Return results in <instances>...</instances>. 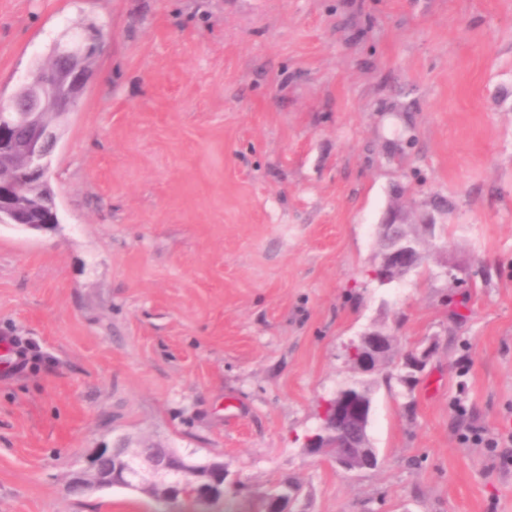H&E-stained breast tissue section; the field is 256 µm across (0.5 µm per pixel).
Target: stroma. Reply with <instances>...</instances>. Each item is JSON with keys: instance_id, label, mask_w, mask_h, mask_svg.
Wrapping results in <instances>:
<instances>
[{"instance_id": "obj_1", "label": "stroma", "mask_w": 512, "mask_h": 512, "mask_svg": "<svg viewBox=\"0 0 512 512\" xmlns=\"http://www.w3.org/2000/svg\"><path fill=\"white\" fill-rule=\"evenodd\" d=\"M88 23L59 222L0 224V336L31 346L0 512H163L68 490L119 439L222 461L230 512L286 478L294 512H512V0H0V101ZM395 211L435 231L382 285ZM374 327L377 465L346 473L305 438ZM394 345L393 336L372 330L348 345V358L360 373L371 375L386 361Z\"/></svg>"}]
</instances>
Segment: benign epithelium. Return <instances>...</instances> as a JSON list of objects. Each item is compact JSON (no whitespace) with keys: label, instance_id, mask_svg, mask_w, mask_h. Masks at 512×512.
Segmentation results:
<instances>
[{"label":"benign epithelium","instance_id":"7a95c632","mask_svg":"<svg viewBox=\"0 0 512 512\" xmlns=\"http://www.w3.org/2000/svg\"><path fill=\"white\" fill-rule=\"evenodd\" d=\"M98 33L80 37L75 43L53 53L46 61L47 76L40 83L28 85L25 94L0 105V224H15L30 229L45 228L58 223L52 195H44L35 208L41 215L36 224H26L29 207L20 201L24 183L48 185L47 158L56 149L61 129L42 119L51 109L60 114L72 111L83 97L93 75L88 65L90 49L97 46ZM26 128L25 139L11 138L16 125ZM379 240L391 238L394 246L380 254L373 271L381 284H389L412 273L423 259L420 241L404 232L398 213L387 223L377 225ZM394 345V338L378 330L363 333L348 345V358L359 372L370 375L378 370ZM373 406L369 397L340 390L322 407V426L307 437L312 454L331 458L344 472L370 469L376 462L368 426ZM212 481L192 471L185 459L167 448H150L141 454L124 440L111 448H96L82 461L69 478V491L82 495L92 489L113 487L138 489L148 477L158 482V500L175 503L192 492L194 501L206 506L224 499V485L239 490L240 481L224 482V462L209 461Z\"/></svg>","mask_w":512,"mask_h":512}]
</instances>
